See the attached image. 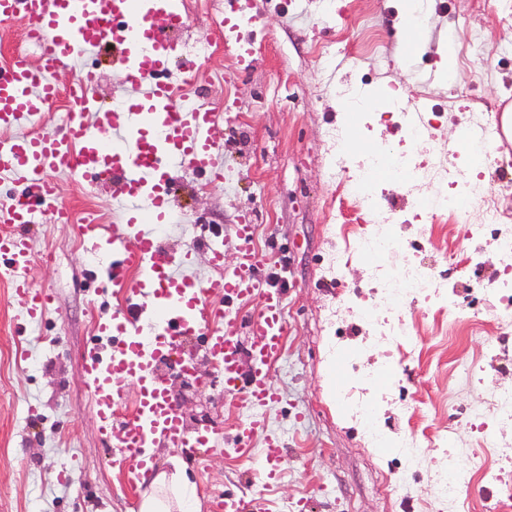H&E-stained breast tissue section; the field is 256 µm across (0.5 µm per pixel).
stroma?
I'll return each mask as SVG.
<instances>
[{
	"instance_id": "obj_1",
	"label": "stroma",
	"mask_w": 512,
	"mask_h": 512,
	"mask_svg": "<svg viewBox=\"0 0 512 512\" xmlns=\"http://www.w3.org/2000/svg\"><path fill=\"white\" fill-rule=\"evenodd\" d=\"M244 4L253 20L226 40L219 23L237 17ZM179 7L192 13L177 36L181 53L200 45L213 50L197 89L201 104L222 112L213 134L224 144L229 172L221 184L204 174L176 173L171 208L178 221L167 230L168 245L194 250L201 280L232 277L239 265L234 226L242 215H254L255 247L269 259L271 286L283 291L284 349L270 367L280 399L266 413L265 433L253 435L242 452L238 429L252 413L243 396L219 378L203 390L181 387L176 371H169L168 387L187 424L214 430L218 444L189 458L156 443L149 451L152 471L137 486L127 485L99 433L82 369L96 336L95 316L112 314L127 296L107 284L101 260L89 257L81 226L91 213L108 226L118 217L111 190L55 175L57 203L68 209L69 222L53 223L45 213L19 230L30 247L29 281L54 296L46 318L26 323L18 298L0 279V512H139L143 492L159 473L193 487L195 512H211L218 494L263 497L267 512H297L301 498L307 512H512V497L477 479L461 488L458 505L435 498L433 476L446 461L431 439L433 430L456 427L458 464L471 468L482 439L470 410L512 383V319L500 317L492 292L496 255L487 247L479 266L464 262L478 243L481 198L495 197L512 230V184L500 178L512 173V150L496 151L479 170L453 137L482 114L512 113V0H423L420 40L412 50L399 33L405 0H180ZM114 57L108 46L84 62L109 104L124 94ZM215 70L223 80L211 79ZM349 85L375 104L358 124L366 142L395 148L404 137L382 108L388 86L399 87L418 112H444L430 134L442 147L444 165L471 181L466 220H411L418 199L436 190L434 180L378 183L384 212L362 217L342 193L357 163L327 144L329 130L346 126L336 91ZM362 222L400 240L388 266L430 261L461 310L454 329L417 298L398 311L412 322L414 343L395 367L396 387L379 409V423L390 433H413L420 461L410 478L394 452L372 447L358 419L340 408L329 375L338 335L356 366L371 368L383 359V337L373 335L350 302L356 294L373 300L372 259L353 258L336 278L328 270L353 225ZM212 226L223 230L220 270L205 250ZM489 328L504 347L492 361L481 354ZM467 359L481 367L475 378L456 368ZM268 433L285 444L272 482L259 464ZM68 462L71 477L58 481L56 471Z\"/></svg>"
}]
</instances>
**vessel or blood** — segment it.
Wrapping results in <instances>:
<instances>
[{
    "instance_id": "obj_1",
    "label": "vessel or blood",
    "mask_w": 512,
    "mask_h": 512,
    "mask_svg": "<svg viewBox=\"0 0 512 512\" xmlns=\"http://www.w3.org/2000/svg\"><path fill=\"white\" fill-rule=\"evenodd\" d=\"M175 0H0V22L22 20L26 35L41 47V63L31 66L26 54L15 53L0 70V175L22 182L25 192L0 202V273L10 279L27 322L42 321L53 301L27 278L29 244L8 225L34 223L39 208L52 209L63 221L67 209L58 206L54 174H79L97 187L119 186L112 201L120 216L110 234L96 218L81 228L87 247L111 256L106 277L128 289L131 297L148 298L150 311L123 309L98 319L97 335L105 347L83 355V372L91 390L99 431L110 440L109 451L123 468L129 485H137L149 468L147 448L165 441L195 455L217 444L206 427L189 428L175 405L160 361L175 355L180 341L198 337L205 358L225 385L240 388L254 413L240 428L250 439L266 426V412L279 397L270 366L281 354L285 338L280 289L263 285L267 259L253 246L254 224L234 230L241 263L234 278L201 281L191 272V251L176 253L164 243L174 215L169 200L173 173L187 169L224 179L220 162L224 144L212 135L216 115L197 106L177 108L175 86L167 75L176 46L166 25L179 18ZM120 52L125 98L112 111H103L93 91L73 94L67 128L60 135L38 132L45 111L59 95L56 69L95 55L104 45ZM141 276L130 281L132 269ZM254 299L259 311L248 320L250 341L241 344L225 334L223 298ZM249 358L253 369L242 375L238 364ZM137 389L132 417L119 413L128 387ZM285 458L284 443L271 436L262 450L268 479H275ZM214 512H265L262 498L218 496Z\"/></svg>"
}]
</instances>
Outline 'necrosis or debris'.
<instances>
[{
  "mask_svg": "<svg viewBox=\"0 0 512 512\" xmlns=\"http://www.w3.org/2000/svg\"><path fill=\"white\" fill-rule=\"evenodd\" d=\"M390 112L396 115L404 128L406 143L397 152L396 165H389L386 156L379 153L365 155L359 162L360 176L351 184L349 193L356 203L368 210L379 206L378 195L371 181L381 177L402 185L420 184L436 178L442 183L441 189L430 201H419L415 216L423 220L442 216L456 211L457 201L465 186L457 173L443 166L441 151L429 135V122L416 113L406 111L400 93L390 98ZM494 251L498 257L497 285L495 293L502 311L512 314V233L498 232L493 238ZM398 247L397 239L386 232L360 230L352 243L343 252L337 254L334 270H342L345 260L354 256L374 258L376 264L373 276L378 284L379 306H363L362 311L378 335L384 336L386 349L384 360L378 367L362 374L359 384L343 387L339 399L350 414L362 417L368 441L377 447L394 448L403 455L409 465H416L417 443L412 436L389 434L381 431L376 423L377 398L367 386L379 379L385 372L391 371L398 357L411 347L413 336L410 326L402 321H392L389 310L403 304L406 297L415 296L446 314L449 322H456L460 314L450 291L437 287L428 266L421 263L409 264L400 271H388L381 263L382 258L394 252ZM453 427L442 428L433 437V442L442 448L447 458V469L439 476L434 485L438 499L456 502L460 487L467 480V474L461 470L456 460V441Z\"/></svg>",
  "mask_w": 512,
  "mask_h": 512,
  "instance_id": "obj_1",
  "label": "necrosis or debris"
}]
</instances>
